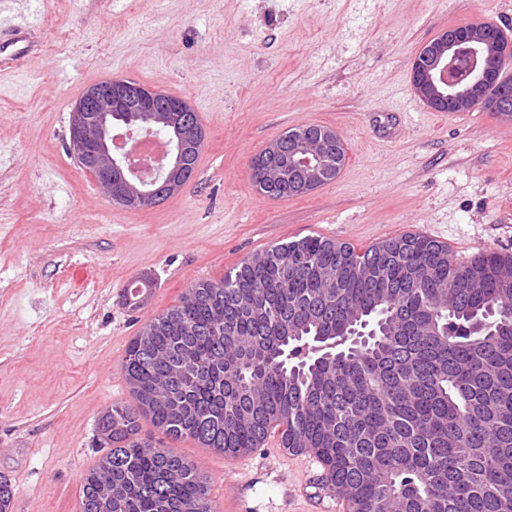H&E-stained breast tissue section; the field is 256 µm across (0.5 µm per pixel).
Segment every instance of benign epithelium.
Listing matches in <instances>:
<instances>
[{"label": "benign epithelium", "instance_id": "1", "mask_svg": "<svg viewBox=\"0 0 512 512\" xmlns=\"http://www.w3.org/2000/svg\"><path fill=\"white\" fill-rule=\"evenodd\" d=\"M509 53V49L485 36L482 25L474 24L461 37L443 32L426 44V50L412 64L413 85L427 104H447L459 112L468 111L484 103L482 90L491 80L489 63ZM467 59L463 77H454V70L461 59ZM155 90L131 83L123 78H113L90 86L77 101L71 113L70 149L84 164L87 171L99 175L103 189L110 198L117 197L130 207H147L156 204L160 197L180 192L189 182L183 171L180 154L169 161L168 168L160 170L157 178L146 182L135 176L123 156L113 150L112 141L116 121L114 102L131 106L139 113L144 126L169 128L178 141L199 138V127L190 123L182 103L161 102L149 108L138 106L140 99ZM339 140L337 134L325 128L317 140L310 141L301 131L291 139L288 167L300 176L301 184L315 189L329 174L324 154L329 145Z\"/></svg>", "mask_w": 512, "mask_h": 512}]
</instances>
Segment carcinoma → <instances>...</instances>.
<instances>
[{"mask_svg":"<svg viewBox=\"0 0 512 512\" xmlns=\"http://www.w3.org/2000/svg\"><path fill=\"white\" fill-rule=\"evenodd\" d=\"M484 108L512 110L500 79ZM260 152L251 179L270 198L307 192L272 181ZM342 267L341 287L323 271ZM416 270L421 282L402 287ZM123 359L135 404L98 421L112 454V512H215L206 476L140 435L148 418L174 440L224 455L261 447L313 452L350 512H512V254L456 262L406 233L357 250L320 236L278 244L217 281L193 285L152 317ZM100 469L80 512H96Z\"/></svg>","mask_w":512,"mask_h":512,"instance_id":"carcinoma-1","label":"carcinoma"}]
</instances>
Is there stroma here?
<instances>
[{"instance_id":"stroma-1","label":"stroma","mask_w":512,"mask_h":512,"mask_svg":"<svg viewBox=\"0 0 512 512\" xmlns=\"http://www.w3.org/2000/svg\"><path fill=\"white\" fill-rule=\"evenodd\" d=\"M36 44L0 69V475L13 512H79L101 457L97 422L132 403L126 350L187 288L274 245L320 236L359 249L405 233L465 262L512 254V118L448 114L414 90L440 33L512 0H0ZM109 78L179 97L204 142L188 185L142 209L77 163L70 119ZM310 124L343 139L339 176L272 199L250 162ZM148 279L145 309L127 280ZM216 512H336L319 461L270 441L234 463L184 439Z\"/></svg>"}]
</instances>
